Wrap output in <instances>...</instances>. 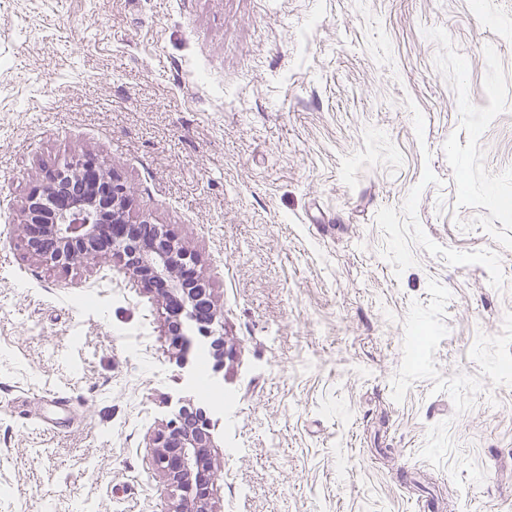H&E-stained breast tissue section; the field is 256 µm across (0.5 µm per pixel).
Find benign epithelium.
<instances>
[{
	"mask_svg": "<svg viewBox=\"0 0 512 512\" xmlns=\"http://www.w3.org/2000/svg\"><path fill=\"white\" fill-rule=\"evenodd\" d=\"M133 198L124 181L109 173L94 154L79 153L47 171L21 205L22 241L29 253L52 267L107 261L144 292L164 315L167 335L186 355L185 324L209 340L214 369L224 368V336L209 281L196 257L161 228L140 233L149 223L130 216ZM214 425L204 408L179 407L166 429L152 438L151 466L177 492L174 512H209L215 485L210 466Z\"/></svg>",
	"mask_w": 512,
	"mask_h": 512,
	"instance_id": "7a95c632",
	"label": "benign epithelium"
}]
</instances>
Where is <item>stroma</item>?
I'll return each mask as SVG.
<instances>
[{"mask_svg": "<svg viewBox=\"0 0 512 512\" xmlns=\"http://www.w3.org/2000/svg\"><path fill=\"white\" fill-rule=\"evenodd\" d=\"M80 151L221 311L211 512H512V0H0V512H172L194 363L15 230Z\"/></svg>", "mask_w": 512, "mask_h": 512, "instance_id": "35a3bbf8", "label": "stroma"}]
</instances>
